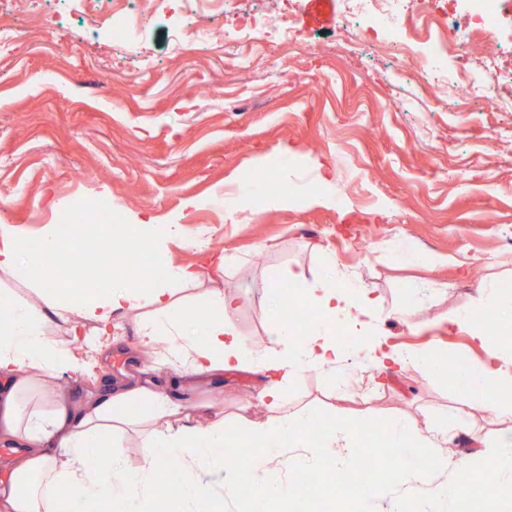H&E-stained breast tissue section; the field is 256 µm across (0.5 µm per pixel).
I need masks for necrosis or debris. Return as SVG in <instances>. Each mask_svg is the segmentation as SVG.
Listing matches in <instances>:
<instances>
[{
  "mask_svg": "<svg viewBox=\"0 0 512 512\" xmlns=\"http://www.w3.org/2000/svg\"><path fill=\"white\" fill-rule=\"evenodd\" d=\"M107 2L106 11L94 16L95 25L109 28L116 47H127L135 31L142 28L154 7L168 9L176 21L181 40L199 47L206 36L192 19L196 7L204 6L220 13L225 0H75L80 9ZM341 28L346 41H362L396 60L417 61L420 75L434 100L454 95L459 103L473 99L496 103L502 89H512V69L498 70L495 58L499 53L497 28L500 14L512 0H467L466 10L448 17L438 14L433 0H418L415 13H407L402 0H342ZM292 40L296 34L284 17H272L262 12L239 15L236 39L250 45L252 51L263 49L271 33ZM472 46L482 47L491 77L485 82L469 80L475 66L466 53ZM455 65L460 79L448 86L442 79L447 65Z\"/></svg>",
  "mask_w": 512,
  "mask_h": 512,
  "instance_id": "obj_1",
  "label": "necrosis or debris"
}]
</instances>
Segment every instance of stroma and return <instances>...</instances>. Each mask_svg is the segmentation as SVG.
I'll use <instances>...</instances> for the list:
<instances>
[{
    "label": "stroma",
    "mask_w": 512,
    "mask_h": 512,
    "mask_svg": "<svg viewBox=\"0 0 512 512\" xmlns=\"http://www.w3.org/2000/svg\"><path fill=\"white\" fill-rule=\"evenodd\" d=\"M290 16L304 43L276 41L245 71L227 58L223 16L204 18V51L180 50L167 13L137 33L134 52L152 66L136 85L107 30L62 0H0V25L21 36L0 51V220L37 230L72 221L81 240L87 205L109 187L113 216L142 210L160 224L182 217L211 253L227 255L215 277L242 294L232 325L250 349L268 351L278 323L266 295L277 270L311 279L326 264L380 298L372 330L385 349H440L493 372L504 361L449 329L465 310L512 336V316L492 291L512 290V94L497 108L437 107L412 71L350 42L337 48L340 0H238ZM336 179L333 206L314 204L317 163ZM287 184L289 201L224 219L225 192L260 176ZM199 209L182 213L184 198ZM139 342L126 325L105 348L95 378L60 382L75 398L105 391L128 370ZM254 364L217 377L183 379L181 404L207 401L229 426L264 420ZM289 409L325 420L367 422L366 451L387 423L453 416L461 425L441 447L466 439L470 457L496 445L512 423L488 413L418 368L382 374L303 372L284 393ZM411 478L414 512H436L416 483L418 460L396 461L374 479L360 512H385L396 474Z\"/></svg>",
    "instance_id": "obj_1"
}]
</instances>
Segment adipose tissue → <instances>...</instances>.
<instances>
[{
	"label": "adipose tissue",
	"instance_id": "obj_1",
	"mask_svg": "<svg viewBox=\"0 0 512 512\" xmlns=\"http://www.w3.org/2000/svg\"><path fill=\"white\" fill-rule=\"evenodd\" d=\"M184 234L177 221L158 234L156 217L138 212L120 229H102L81 242V250L98 256L94 270L75 261L64 270L52 257L70 252L72 245L55 225L42 228L33 254L26 247L25 226L0 222V277L24 276L36 296L34 302L17 304L0 293V442L22 448L11 462V481L0 485V512H64L69 497L78 500L81 512H124V503L134 498L143 512H213L214 502L223 501L225 493L251 487L268 463H285L290 448H312L320 472L353 470L352 456L367 434L363 422L333 417L316 433L315 416L283 404L286 381L305 369L314 366L335 374L348 354L336 339L341 328L356 336L358 347L377 368L412 365L431 377L452 379L467 398L512 419V362L489 375L449 368L446 355L438 350H384L367 323L378 306L376 298L332 267L309 281L289 267L276 275L272 314H279L291 299L302 308L307 324L306 340L296 349L288 346L293 326L282 325L276 337L282 352L259 363L261 371L274 377L260 395L274 419L254 422L242 432L228 430L216 413L204 424L199 417L207 414L205 407L184 412L167 390L137 377L119 379L107 392L78 401L63 390L47 392L54 378L90 372L94 358L79 346L85 327H92L95 336H106L125 318L139 324L141 345H154L161 331L175 337L172 363L184 375H212L251 361L246 342L224 322L238 306V295L212 287L206 288L199 304L179 296V287L205 282L203 273L167 260L165 239ZM70 296L80 299V307L67 305ZM145 422L150 428L141 435L139 468L119 471L105 462L114 438ZM381 439L390 448L410 441L417 445L422 465L418 480L429 486L442 512H455L458 497L487 475L495 478L488 493L512 496L510 444L499 443L497 450L472 464L448 459L438 448L436 425L427 421L413 428L402 420L391 421ZM217 448L225 451L222 466L236 475L235 483L224 490L193 478L198 465ZM165 459L177 461L184 478L177 492L161 501L155 488ZM449 472L454 475L450 487L438 481ZM290 475V484L269 487L251 498L249 512H271L276 501L287 504L288 512H309L303 491L307 472L294 469Z\"/></svg>",
	"mask_w": 512,
	"mask_h": 512
}]
</instances>
